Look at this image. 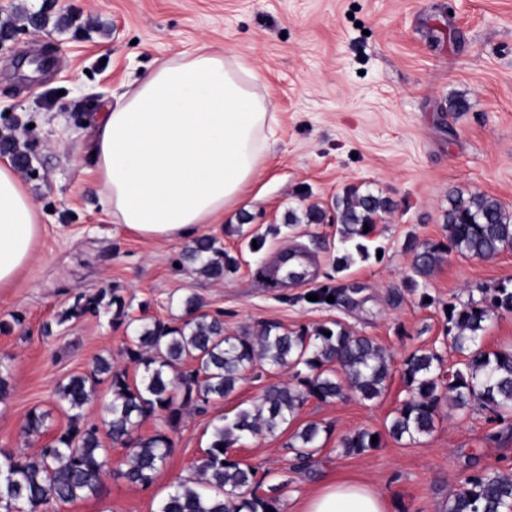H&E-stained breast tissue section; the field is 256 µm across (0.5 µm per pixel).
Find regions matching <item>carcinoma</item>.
<instances>
[{
	"instance_id": "carcinoma-1",
	"label": "carcinoma",
	"mask_w": 512,
	"mask_h": 512,
	"mask_svg": "<svg viewBox=\"0 0 512 512\" xmlns=\"http://www.w3.org/2000/svg\"><path fill=\"white\" fill-rule=\"evenodd\" d=\"M340 241L368 257L365 241L373 233L375 218L389 210L388 199L356 188L336 198ZM447 242L407 243L413 254L416 278L406 287L415 292L420 280L433 273L444 254L490 258L512 250V212L496 198L472 194L449 199L444 215ZM183 260L193 270L213 279H224V249L211 237H200L185 246ZM187 318L178 326L156 319H140L123 348L127 360L142 369L131 382L112 362L96 358L89 372L71 375L58 383L57 403L70 413V425L36 453L0 449V512H48V509L99 493L110 471L111 457L99 436V427L81 423L83 407L103 382L109 384L112 401L105 406L103 423L112 441L127 449L125 468L118 474L142 487L151 485L171 452L172 441L158 432L132 437L149 417L164 413L175 427L188 409H202L212 400L234 391L256 366L271 370L291 368L292 380L273 383L248 408L213 425L210 446L195 464L194 475L181 482L162 500L156 512H282L280 499L258 493L264 476L229 455V449L249 437L275 435L288 425L305 401H329L351 392L373 400L385 389L392 373L387 351L368 336H357L340 322L308 330L290 331L277 322L231 334L224 321L201 311L198 298L183 300ZM497 309L512 311V290L496 288L493 295L450 304L446 311V335L451 347L464 354L463 367L443 374L442 358L433 349H419L403 362L401 375L408 398L396 409L387 431L395 440L414 443L429 435L442 402L464 410L478 404L496 415L512 412V350L487 351L480 332ZM127 315L122 296L107 290L82 296L62 312L58 323L84 315ZM186 360L193 368L180 369ZM48 413L32 410L26 433L39 435L48 429ZM327 428L316 422L304 425L292 437L291 448L307 457L318 447ZM381 433L360 429L342 439L348 454L362 453L378 444L371 437ZM448 512H512V472H482L465 478L464 485L448 502Z\"/></svg>"
}]
</instances>
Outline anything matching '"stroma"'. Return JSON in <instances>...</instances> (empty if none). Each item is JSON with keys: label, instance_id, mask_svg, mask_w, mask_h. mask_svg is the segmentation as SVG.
<instances>
[{"label": "stroma", "instance_id": "stroma-1", "mask_svg": "<svg viewBox=\"0 0 512 512\" xmlns=\"http://www.w3.org/2000/svg\"><path fill=\"white\" fill-rule=\"evenodd\" d=\"M42 8L44 26L25 25L0 41V138L31 145L24 180L44 214L33 261L13 287L0 289V365L8 369L0 449L32 454L41 447L43 438L24 430L33 409L49 412V435L66 429L56 385L87 372L94 357L135 374L122 355L135 318L180 324L190 294L204 312L222 315L229 332L262 322L297 330L337 321L373 338L394 363L433 347L444 370L458 368L463 356L445 337V309L502 284L512 288V250L489 260L447 254L421 291L409 292L413 256L404 245L411 237L445 241L453 193H483L512 210V0H0V24ZM203 40L247 56L278 113L248 209L204 228L234 261L218 282L183 263L185 240L149 242L112 222L91 171L89 127L74 120L104 111L154 60ZM37 56L44 69L33 65ZM351 187L387 197L391 208L371 237L381 256L342 269L335 225L308 223L303 215L312 206L333 212ZM292 212L300 223H289ZM287 250L306 255L303 278H266ZM336 286L347 290L342 304L310 301L311 293ZM103 288L124 298L126 316L57 324L77 296ZM394 289L403 292L397 305L390 301ZM291 377L258 367L178 426L162 413L144 421L140 436L161 431L173 442L146 488L118 475L126 450L103 437L114 469L101 492L58 512H156L193 473L213 423ZM407 396L396 372L371 401L307 400L295 425L315 421L326 432L304 465L288 429L248 439L231 453L265 473L283 512H301L335 474L379 493L389 512H446L467 476L512 470V415L446 407L434 431L410 444L384 433ZM359 429L381 432L379 447L346 454L340 438Z\"/></svg>", "mask_w": 512, "mask_h": 512}]
</instances>
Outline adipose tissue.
I'll use <instances>...</instances> for the list:
<instances>
[{
	"label": "adipose tissue",
	"instance_id": "adipose-tissue-1",
	"mask_svg": "<svg viewBox=\"0 0 512 512\" xmlns=\"http://www.w3.org/2000/svg\"><path fill=\"white\" fill-rule=\"evenodd\" d=\"M277 123L254 65L202 43L155 60L114 107L95 117L90 148L113 223L147 240L199 237L246 208ZM42 212L12 163L0 164V289L31 262ZM302 512H388L373 489L336 477Z\"/></svg>",
	"mask_w": 512,
	"mask_h": 512
}]
</instances>
